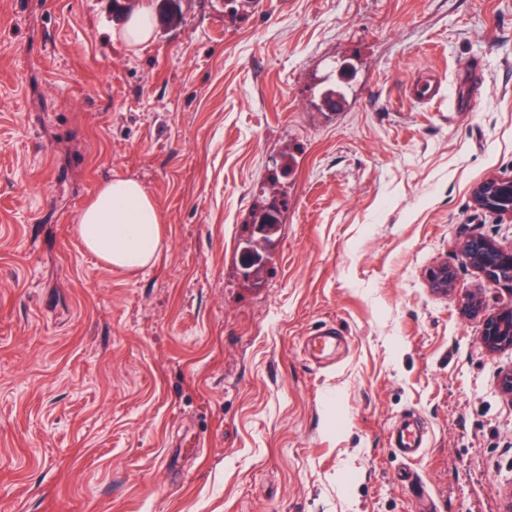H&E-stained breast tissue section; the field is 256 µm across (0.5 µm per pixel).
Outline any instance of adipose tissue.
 <instances>
[{"label":"adipose tissue","instance_id":"1","mask_svg":"<svg viewBox=\"0 0 512 512\" xmlns=\"http://www.w3.org/2000/svg\"><path fill=\"white\" fill-rule=\"evenodd\" d=\"M162 216L136 179L117 176L97 191L79 218L86 247L107 267L137 270L149 266L163 248Z\"/></svg>","mask_w":512,"mask_h":512}]
</instances>
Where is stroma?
I'll return each instance as SVG.
<instances>
[{
    "label": "stroma",
    "mask_w": 512,
    "mask_h": 512,
    "mask_svg": "<svg viewBox=\"0 0 512 512\" xmlns=\"http://www.w3.org/2000/svg\"><path fill=\"white\" fill-rule=\"evenodd\" d=\"M132 10L149 45L112 0H0V512H512V350L461 311L512 296L460 252L512 250V219L471 198L512 177V0ZM430 75L424 105L408 87ZM117 175L162 215L136 271L77 232ZM324 328L341 340L311 358ZM407 418L413 459L390 445ZM120 38L128 45L145 46L153 38V28L148 12L133 15L123 26ZM442 81L435 76L419 78L409 86L410 96L422 104L431 103L440 93ZM277 216L275 208L261 213L254 218L252 224L251 240L246 243L243 251L250 256L248 263H243L246 274L258 271L269 259L267 247L272 242V236L277 229ZM427 279L429 287L436 294H446L448 290L455 286L453 271L448 268L446 262H439L431 267Z\"/></svg>",
    "instance_id": "1"
}]
</instances>
